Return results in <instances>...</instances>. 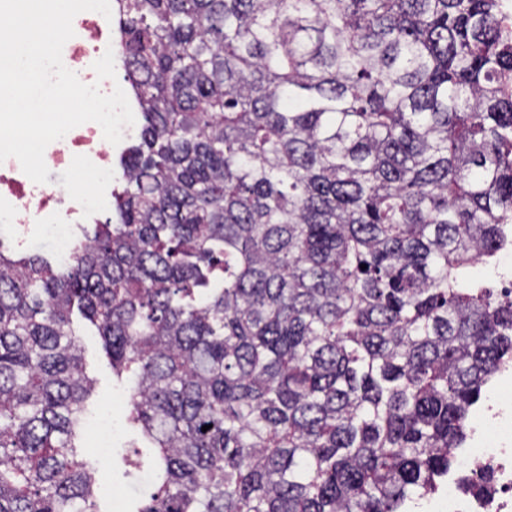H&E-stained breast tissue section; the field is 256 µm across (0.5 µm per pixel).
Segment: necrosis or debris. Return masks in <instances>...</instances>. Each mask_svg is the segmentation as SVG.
I'll list each match as a JSON object with an SVG mask.
<instances>
[{"label": "necrosis or debris", "instance_id": "1", "mask_svg": "<svg viewBox=\"0 0 512 512\" xmlns=\"http://www.w3.org/2000/svg\"><path fill=\"white\" fill-rule=\"evenodd\" d=\"M74 35L64 45L62 60L79 80L98 85L105 94L115 83L98 79L93 64L114 42V33L96 11L78 13L72 22ZM121 145L108 142L99 124L87 122L71 129L45 149L49 170L46 183L33 182L17 159L0 163V222L9 225L20 246L38 237L49 238L60 261L72 256L74 229L91 224L106 204L115 172V156ZM86 179L89 190L64 193L74 177ZM459 469L489 473L495 491L489 496L460 498L456 481H449L445 497L448 512H512V368L493 381L479 423L465 448L457 452Z\"/></svg>", "mask_w": 512, "mask_h": 512}]
</instances>
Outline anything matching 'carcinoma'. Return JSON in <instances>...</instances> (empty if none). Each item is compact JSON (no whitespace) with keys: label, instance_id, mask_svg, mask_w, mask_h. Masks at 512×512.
Returning a JSON list of instances; mask_svg holds the SVG:
<instances>
[{"label":"carcinoma","instance_id":"cac0c4a2","mask_svg":"<svg viewBox=\"0 0 512 512\" xmlns=\"http://www.w3.org/2000/svg\"><path fill=\"white\" fill-rule=\"evenodd\" d=\"M116 2L115 217L66 265L0 250V512H99L75 312L127 394V512H407L512 356L471 271L512 243L504 3Z\"/></svg>","mask_w":512,"mask_h":512}]
</instances>
